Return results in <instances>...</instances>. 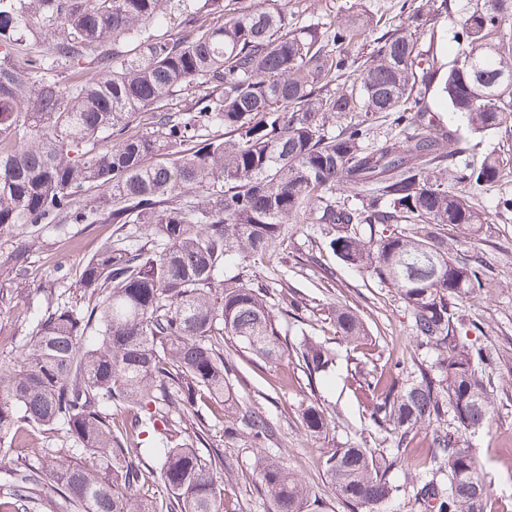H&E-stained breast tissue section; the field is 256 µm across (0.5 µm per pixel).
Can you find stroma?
Returning <instances> with one entry per match:
<instances>
[{
    "instance_id": "obj_1",
    "label": "stroma",
    "mask_w": 512,
    "mask_h": 512,
    "mask_svg": "<svg viewBox=\"0 0 512 512\" xmlns=\"http://www.w3.org/2000/svg\"><path fill=\"white\" fill-rule=\"evenodd\" d=\"M288 10L301 25L326 13L339 17L368 13L394 25L401 22L399 0H288ZM492 151L512 158V124L482 138L465 162L442 164L437 172L449 191L463 194L490 217L480 235L452 230L448 242L458 254L485 265L491 278L490 288L480 297L457 305L461 319L470 326L468 340L490 347L497 356L492 371L490 422L468 434L467 440L490 489L492 512H512V214L504 216L495 210L499 196L512 195V175L504 174L488 188L470 185L461 177L465 165L479 164ZM332 235L324 224L306 221L290 225L285 241L287 264H280L274 255L262 267L272 282H288L309 295L307 311L297 316L282 313L278 319L289 342H297L306 334L335 352L336 362L327 376L311 383L295 360L256 363L234 342L224 343L225 362L247 376L246 383L235 388L238 399L266 414L277 428L275 439L260 447L241 436L224 441L217 449L208 443L199 448L203 456L215 450L223 455L224 488L242 503L243 512H271L270 503L247 483L261 455L278 458L290 472L314 486L321 500L316 512H348L321 470L327 452L363 441L380 461L389 463L402 450L394 438L373 426L354 393L356 379L371 378L383 359L389 358L401 363L404 378L410 380L417 375L418 364L431 366L438 359L436 350L419 345L408 310L394 289L340 264L329 247ZM115 238L112 224L40 226L26 240L28 259L18 271L11 259L14 238L0 237V366L16 364L30 339L35 316L45 310L50 299L83 301L76 277L58 278L54 274L56 264L76 265ZM310 254L319 257V266L307 263ZM324 266L335 269V279L321 278ZM345 304L356 309L366 324L369 343L364 348L353 349L324 321L330 307ZM312 401L323 407L330 421L328 432L318 437L308 435L299 420L301 410ZM402 451L425 458L427 468L435 470L443 465L442 460L428 457L425 432H418Z\"/></svg>"
}]
</instances>
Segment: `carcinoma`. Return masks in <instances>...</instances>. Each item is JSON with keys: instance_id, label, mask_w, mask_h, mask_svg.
<instances>
[{"instance_id": "obj_1", "label": "carcinoma", "mask_w": 512, "mask_h": 512, "mask_svg": "<svg viewBox=\"0 0 512 512\" xmlns=\"http://www.w3.org/2000/svg\"><path fill=\"white\" fill-rule=\"evenodd\" d=\"M450 9L404 0L405 21L376 36L370 16L298 27L288 7L245 0H0V236L61 223L141 230L75 268L87 301L39 313L21 362L0 374V440L19 448L35 428H60L73 443L64 458L41 448V466L14 469L0 512H34L41 499L56 512H241L217 480L224 457H202L178 421L191 420L204 442L208 413L224 419L223 438H274V423L231 392L226 338L264 362L293 355L310 379L333 364L322 343L288 344L268 285L224 275L230 256L262 261L307 219L338 228L333 253L395 289L420 344L441 350L435 374L420 367L401 385L395 365L358 383L371 420L400 443L452 415L428 444L447 480L420 481L415 500L428 512H487L465 435L489 422L495 356L459 341L452 304L480 296L489 278L449 250L447 228L476 234L488 217L429 172L468 147L419 105L440 65L417 34ZM168 16L176 23L163 31ZM36 23L48 52L23 54ZM454 39L444 100L473 135L502 128L512 118V0H473ZM369 41V56L353 53ZM185 90L194 96L178 108ZM411 108L412 131L375 145L363 122L325 130L352 112L398 122ZM214 126L229 137L210 136ZM503 169L490 152L464 179L492 187ZM91 187L99 194L81 199ZM338 190L358 204L336 202ZM358 224L369 237L349 232ZM393 224L414 228L384 234ZM277 302L307 306L292 288ZM326 319L354 347L368 340L355 309L332 307ZM114 406L129 411L120 426ZM301 421L311 434L328 428L312 403ZM321 468L350 512H374L398 492L389 466L359 445L333 449ZM257 476L272 512H307L313 490L280 461L260 458ZM156 480L161 500L135 494Z\"/></svg>"}]
</instances>
